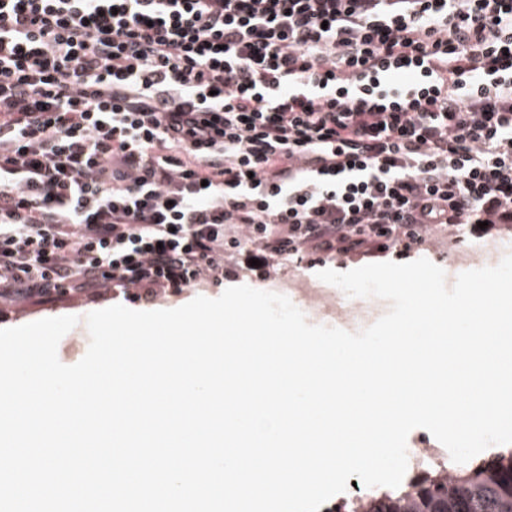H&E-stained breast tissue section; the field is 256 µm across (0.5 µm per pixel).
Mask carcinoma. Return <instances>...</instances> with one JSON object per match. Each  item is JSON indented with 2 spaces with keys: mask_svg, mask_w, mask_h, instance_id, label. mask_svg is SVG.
I'll return each instance as SVG.
<instances>
[{
  "mask_svg": "<svg viewBox=\"0 0 512 512\" xmlns=\"http://www.w3.org/2000/svg\"><path fill=\"white\" fill-rule=\"evenodd\" d=\"M512 512V453L446 475H425L382 496H369L362 512Z\"/></svg>",
  "mask_w": 512,
  "mask_h": 512,
  "instance_id": "1",
  "label": "carcinoma"
}]
</instances>
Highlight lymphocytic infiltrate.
Returning <instances> with one entry per match:
<instances>
[{"label": "lymphocytic infiltrate", "mask_w": 512, "mask_h": 512, "mask_svg": "<svg viewBox=\"0 0 512 512\" xmlns=\"http://www.w3.org/2000/svg\"><path fill=\"white\" fill-rule=\"evenodd\" d=\"M480 222L512 225V0H0L1 301Z\"/></svg>", "instance_id": "f902f5d3"}]
</instances>
